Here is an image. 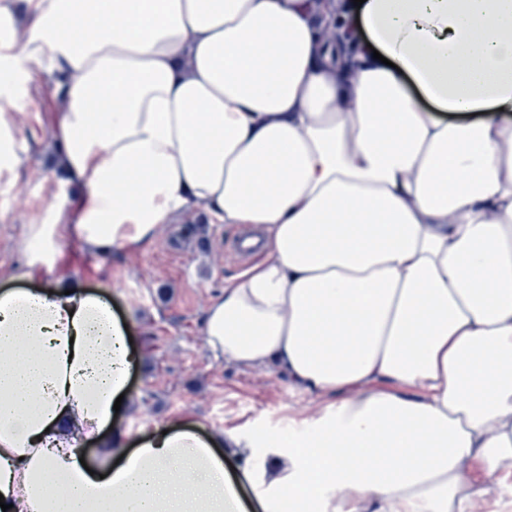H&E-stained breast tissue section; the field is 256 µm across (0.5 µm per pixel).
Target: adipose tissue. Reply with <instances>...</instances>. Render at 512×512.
<instances>
[{"label":"adipose tissue","instance_id":"adipose-tissue-1","mask_svg":"<svg viewBox=\"0 0 512 512\" xmlns=\"http://www.w3.org/2000/svg\"><path fill=\"white\" fill-rule=\"evenodd\" d=\"M25 3L21 29L0 6V171L43 71L69 190L0 292L10 512H473L512 475V0ZM196 207L264 254L208 348L324 402L134 443L140 357L65 248L135 254Z\"/></svg>","mask_w":512,"mask_h":512}]
</instances>
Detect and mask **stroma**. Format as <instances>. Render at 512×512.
<instances>
[{
    "label": "stroma",
    "instance_id": "stroma-1",
    "mask_svg": "<svg viewBox=\"0 0 512 512\" xmlns=\"http://www.w3.org/2000/svg\"><path fill=\"white\" fill-rule=\"evenodd\" d=\"M58 109L42 75L30 85L25 109L15 114L24 162L15 172H0L1 269L19 262L24 227L39 219L44 200L65 190L53 172L48 145ZM241 237L240 228L210 223L194 209L166 225L140 253L113 254L100 267L93 258L72 255L67 268L72 278L103 287L113 311L133 324L132 343L141 357L131 371L135 403L125 420L133 438L189 413L201 421L204 433L234 428L246 434L314 409L313 396L293 389L286 377L239 370L206 347L205 310L225 279L247 261Z\"/></svg>",
    "mask_w": 512,
    "mask_h": 512
}]
</instances>
